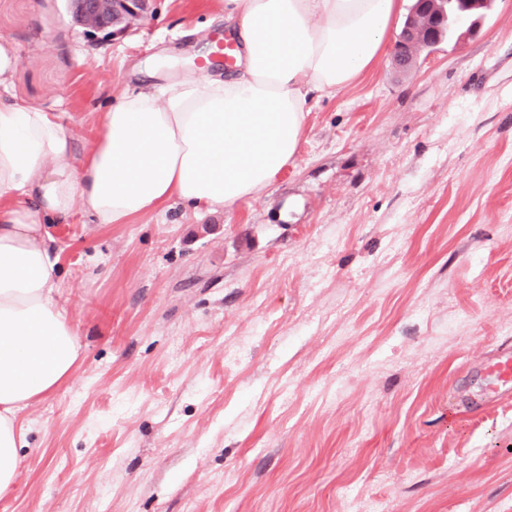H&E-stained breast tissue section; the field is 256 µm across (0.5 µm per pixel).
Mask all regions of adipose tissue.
<instances>
[{"mask_svg": "<svg viewBox=\"0 0 512 512\" xmlns=\"http://www.w3.org/2000/svg\"><path fill=\"white\" fill-rule=\"evenodd\" d=\"M220 10L236 73L210 63L124 90L81 154L56 117L11 96L20 59L0 38V498L22 466V413L83 354L61 302L57 225L78 212L127 224L173 201L221 213L260 197L295 163L311 94L373 68L402 0H222Z\"/></svg>", "mask_w": 512, "mask_h": 512, "instance_id": "adipose-tissue-1", "label": "adipose tissue"}]
</instances>
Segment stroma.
Segmentation results:
<instances>
[{"label": "stroma", "mask_w": 512, "mask_h": 512, "mask_svg": "<svg viewBox=\"0 0 512 512\" xmlns=\"http://www.w3.org/2000/svg\"><path fill=\"white\" fill-rule=\"evenodd\" d=\"M216 0H155L89 36L65 0H0L10 93L84 152L151 66H196ZM84 348L23 414L0 512H512V395L467 416L512 349V0L407 74L382 57L314 95L295 167L224 215L171 204L59 225Z\"/></svg>", "instance_id": "1"}]
</instances>
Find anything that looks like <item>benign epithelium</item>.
<instances>
[{
	"label": "benign epithelium",
	"mask_w": 512,
	"mask_h": 512,
	"mask_svg": "<svg viewBox=\"0 0 512 512\" xmlns=\"http://www.w3.org/2000/svg\"><path fill=\"white\" fill-rule=\"evenodd\" d=\"M75 22L87 32L106 30L112 37L131 31L150 9V0H68ZM448 0H414L397 37L400 48L393 49L392 63L403 70L416 66L417 49H435L445 40L442 19Z\"/></svg>",
	"instance_id": "benign-epithelium-1"
}]
</instances>
